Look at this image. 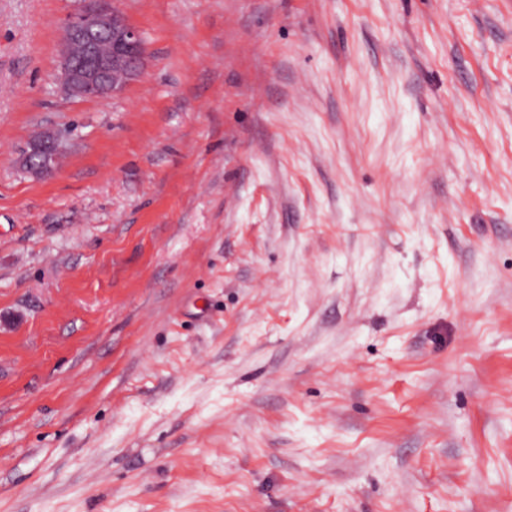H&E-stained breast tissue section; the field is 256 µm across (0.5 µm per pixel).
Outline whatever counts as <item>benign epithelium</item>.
<instances>
[{"mask_svg": "<svg viewBox=\"0 0 512 512\" xmlns=\"http://www.w3.org/2000/svg\"><path fill=\"white\" fill-rule=\"evenodd\" d=\"M62 33L58 81L71 97H114L143 73L144 42L114 0H79ZM102 36L110 44L105 53L99 47ZM61 152L59 137L48 132L28 143L21 162L30 163L33 175L45 177L55 172Z\"/></svg>", "mask_w": 512, "mask_h": 512, "instance_id": "7a95c632", "label": "benign epithelium"}]
</instances>
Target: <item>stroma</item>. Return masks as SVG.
<instances>
[{"label": "stroma", "instance_id": "stroma-1", "mask_svg": "<svg viewBox=\"0 0 512 512\" xmlns=\"http://www.w3.org/2000/svg\"><path fill=\"white\" fill-rule=\"evenodd\" d=\"M77 5L0 0V512H512V0H118L98 100ZM62 26L58 81L71 97L107 98L121 94L141 76L145 46L115 0H79ZM110 50L103 53L99 37ZM63 151L59 137L54 133H45L41 137L31 140L21 155V162H30L27 170L37 177L52 175L56 169V162ZM38 158L39 161L35 159Z\"/></svg>", "mask_w": 512, "mask_h": 512}]
</instances>
